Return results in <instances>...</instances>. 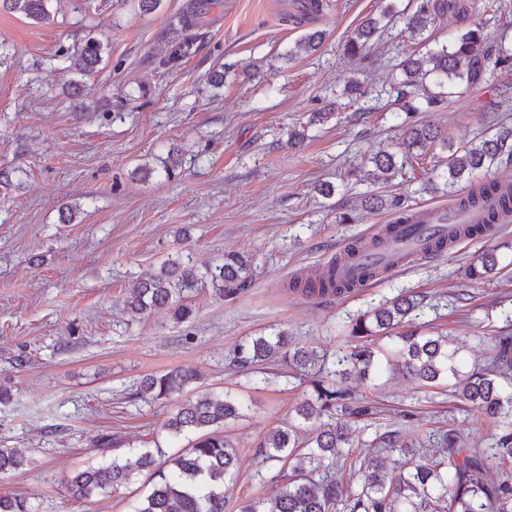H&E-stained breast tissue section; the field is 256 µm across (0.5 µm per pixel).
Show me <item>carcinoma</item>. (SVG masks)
Wrapping results in <instances>:
<instances>
[{"mask_svg": "<svg viewBox=\"0 0 512 512\" xmlns=\"http://www.w3.org/2000/svg\"><path fill=\"white\" fill-rule=\"evenodd\" d=\"M51 0H0V8L23 15L34 24L50 17ZM217 0L197 2L193 10L178 17V37L171 42L158 64L177 68L192 53L197 43L195 28L206 9ZM300 19L322 9V0H292ZM458 8L457 0H417L411 13L390 9L391 19L402 20L406 28L426 42L424 31L436 19ZM497 10V0H469L462 12L476 16ZM380 27L378 21H366L343 45L350 57H365L373 46ZM106 47L95 38L86 39L71 52L60 48L55 57L65 73L87 76L103 61ZM512 67V47L500 40L488 45L484 26L475 27L451 37L440 48L426 52L413 50L400 54L394 64L395 76L387 87L377 91L393 99L404 128L401 156L387 151L370 154L366 162L376 171L375 180L389 182L437 141L447 142L441 130L428 122L411 121L415 112H436L445 107L448 98L467 95L472 86L498 76ZM432 81L427 86L426 80ZM512 162V126L501 127L494 136L482 137L469 145L451 151L445 170L434 173L424 186L426 191L443 190L455 198V207L481 209L483 224H452L448 236H431L425 252L440 254L458 239L483 236L485 226L494 224L502 214L512 213V184L500 181H472L465 193L455 192L459 180L477 170ZM365 208L388 209L401 224H413L415 212L407 208L405 199L385 198L370 194L362 198ZM496 259L486 253L466 270L470 280H483L494 273ZM252 261L244 255H227L224 262L207 271L212 283L220 284L225 295L244 289L250 279ZM202 283L192 266L181 257L164 261L160 274L143 280L134 287L129 309L145 315L156 308L168 307L175 319L189 317L191 308L185 293ZM288 288L308 299H329L353 293L357 286L321 274L315 278L297 279ZM422 309L412 295H402L366 311L352 320L348 335L352 339L383 336L394 343L393 357L381 359L385 348L376 344H356L339 348L332 356L314 349L299 347L286 330L268 336H257L237 348L234 361L242 367L254 366L276 358H291L298 369L315 371L313 398L297 408L303 420L327 417L323 429L310 437L299 433V425L288 422L269 432L261 447L265 459L279 466L283 484L273 499V507H263V500L251 499L241 512H512V394L505 393L500 380L512 378V335L493 337L494 355L483 367L462 374L458 369L457 351L449 348L443 335L420 336L403 332L405 318ZM392 379H405L419 385L436 386L448 374L459 381V397L473 404L483 419L498 434L490 449L469 448L453 429L434 431L428 440L436 445L435 454L414 457L409 445L399 436H377L372 440L376 452L356 448L351 439L353 424L372 415L371 408L354 399L346 385L350 376L362 382L373 381L383 374ZM196 380L189 370L172 369L142 382L140 391L152 392L155 398H168L181 392ZM244 405L226 393H205L178 407L165 423L174 437L194 435L188 447L159 460L161 450L139 449L126 457L114 458L109 464L92 466L73 472L66 480V491L75 500H87L96 494L114 493L134 484L140 476L151 483L149 493L133 512H225L227 481L240 465L234 444L224 436L227 421L242 415ZM495 460L499 479H487V464ZM23 458L11 448H0V474L16 471ZM0 512H32L29 499L0 493Z\"/></svg>", "mask_w": 512, "mask_h": 512, "instance_id": "obj_1", "label": "carcinoma"}]
</instances>
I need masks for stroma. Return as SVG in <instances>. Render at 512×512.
I'll return each mask as SVG.
<instances>
[{"instance_id": "stroma-1", "label": "stroma", "mask_w": 512, "mask_h": 512, "mask_svg": "<svg viewBox=\"0 0 512 512\" xmlns=\"http://www.w3.org/2000/svg\"><path fill=\"white\" fill-rule=\"evenodd\" d=\"M191 3L161 0L143 13L137 0H52L44 25L0 10V42L13 49L0 63V169L17 171L0 183V390L11 394L0 404V448L24 458L22 468L0 475V491L29 498L37 512H132L148 482L78 501L64 480L138 449L170 455L187 447L165 421L184 398L227 391L248 410L224 428L240 456L226 512L272 497L277 468L261 444L309 397L311 378L280 360L255 372L236 365L235 348L251 337L284 329L295 343L331 354L351 317L403 291L423 301L411 329L449 336L467 366L485 364L490 337L512 328V220L347 296L310 300L288 288L388 223L391 211L361 206L364 193H406L413 209L448 203L423 189L448 158L439 146L388 184L350 175L364 154L398 152L402 130L385 101L346 89L386 84L393 48L412 50L417 41L398 22L383 28L367 59L344 57L342 46L388 4L401 9L408 0H325L322 14L299 23L288 17V0L218 4L200 21L197 51L178 69L160 67L171 22ZM315 30L325 34L322 46L294 53ZM91 36L110 53L73 100L53 55ZM219 70L224 84L215 87L209 77ZM316 110L330 120L309 128L300 148L288 147L283 127ZM418 118L457 147L493 135L512 124V71ZM173 154L181 166L169 180L162 167ZM144 163L153 176L133 178ZM324 183L334 194L319 193ZM74 202L81 213L62 223ZM345 213L350 221L339 223ZM484 252L497 255L499 274L466 279V266ZM232 253L254 260L250 285L235 297L210 285L189 293L192 315L183 321L165 308L128 312L130 284L158 274L168 256L191 259L202 276ZM176 368L198 375L184 394L141 393L145 377ZM349 385L356 400L378 409L355 426L354 442L394 431L428 453L429 433L453 428L472 447L493 442L494 428L452 381ZM103 436L112 439L104 450L95 445Z\"/></svg>"}]
</instances>
